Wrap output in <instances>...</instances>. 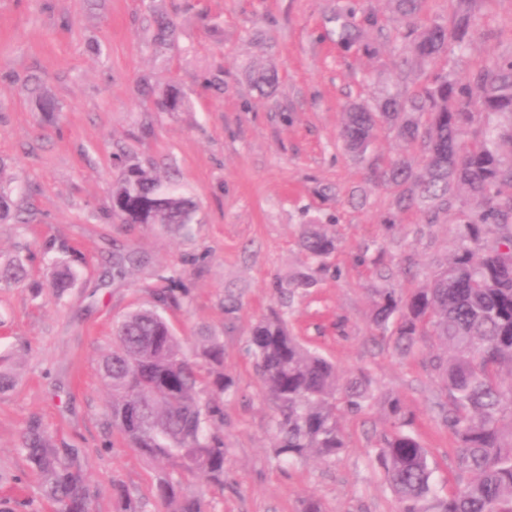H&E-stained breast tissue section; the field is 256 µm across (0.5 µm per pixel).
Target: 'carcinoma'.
I'll return each instance as SVG.
<instances>
[{
  "mask_svg": "<svg viewBox=\"0 0 512 512\" xmlns=\"http://www.w3.org/2000/svg\"><path fill=\"white\" fill-rule=\"evenodd\" d=\"M474 0H458L448 25L423 24L424 0H389L395 21L405 29L398 51L403 76L436 69L433 78L410 93L386 91L371 104L353 103L339 137L356 156L370 148L374 131L388 125L396 136L419 145L422 161L392 160L376 179L400 188L398 209L417 208L430 216L452 209L465 193L473 208L455 231L452 257L429 283L405 297L378 295L372 322L391 331L395 348L413 350L433 336L441 352L432 366L452 401L448 426L458 440V469L470 479L441 498L434 494L428 452L409 431L401 406L390 403L393 429L378 449L377 461L399 505L398 512H512V56L497 57L467 76L455 73L452 59L470 46ZM341 43L365 52L369 29H380L370 11L336 13ZM173 21H156V40H175ZM162 112H178L184 102L171 90L156 102ZM121 177L112 184L110 215L124 224L185 227L193 203L161 189L147 168L114 158ZM19 219L11 196L0 186V221ZM302 244L325 265L336 248L324 229L311 225ZM69 262L59 265L50 287L58 295L71 286ZM186 293L172 288L156 294L151 306L125 313L113 327L112 352L100 365L112 392V427L128 445L160 467L155 485L164 512H208L204 494L192 488L198 476L224 485L227 448L212 430L222 419L217 399L235 394L224 375V344L202 336L194 357L164 315ZM255 372L277 404L273 428L276 455L301 461L311 454L335 457L345 442L336 415L340 400L361 409L373 399L368 380L343 378L328 359L288 332L274 315L260 321L250 337ZM18 453L44 479L43 496L67 512H89L92 490L77 448L58 445L39 421L23 432Z\"/></svg>",
  "mask_w": 512,
  "mask_h": 512,
  "instance_id": "carcinoma-1",
  "label": "carcinoma"
}]
</instances>
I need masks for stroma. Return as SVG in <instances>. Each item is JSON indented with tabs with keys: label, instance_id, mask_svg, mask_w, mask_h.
I'll list each match as a JSON object with an SVG mask.
<instances>
[{
	"label": "stroma",
	"instance_id": "obj_1",
	"mask_svg": "<svg viewBox=\"0 0 512 512\" xmlns=\"http://www.w3.org/2000/svg\"><path fill=\"white\" fill-rule=\"evenodd\" d=\"M345 5L378 14L373 54L339 42L332 16ZM473 14L463 74L512 53V0H478ZM157 15L175 22V44L156 43ZM401 41L387 0H0V160L26 218L0 223V271L18 263L25 272L0 281V366L16 375L0 394V499L21 501L20 512L55 510L17 451L36 419L80 448L90 512H118L121 489L158 512V468L113 428L98 366L114 321L172 283L187 291L165 312L184 350L194 354L199 334L220 337L236 386L216 426L228 448L224 484L196 482L209 512H305L312 500L322 512H397L376 462L392 399L428 451L437 493L467 482L444 419L448 395L430 367L433 337L402 353L371 321L378 291L424 287L447 263L461 213H398L396 189L374 173L410 148L386 127L363 159L339 138L350 102L416 90L396 68ZM257 70L277 72V85L256 88ZM37 85L58 112H40ZM171 86L184 109L158 111L155 98ZM119 151L194 203L185 230L109 217ZM308 224L336 240L325 266L301 245ZM73 250L82 257L73 284L53 296L54 266ZM130 250L138 263L113 276V254ZM299 270L314 286L282 296ZM274 310L343 376H366L375 389L369 406L340 409L345 446L332 459L275 456L277 406L249 343Z\"/></svg>",
	"mask_w": 512,
	"mask_h": 512
}]
</instances>
